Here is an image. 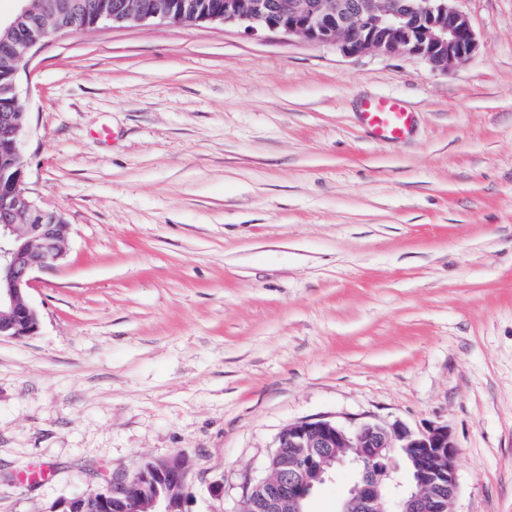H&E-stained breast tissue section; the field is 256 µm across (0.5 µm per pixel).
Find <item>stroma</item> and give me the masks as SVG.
<instances>
[{
    "label": "stroma",
    "instance_id": "1",
    "mask_svg": "<svg viewBox=\"0 0 512 512\" xmlns=\"http://www.w3.org/2000/svg\"><path fill=\"white\" fill-rule=\"evenodd\" d=\"M455 6L446 71L158 19L34 48L26 183L71 234L0 339V512L174 454L186 512H241L319 418L448 425L452 512H512V0ZM387 96L405 140L360 119ZM361 118L373 138L383 142L404 139L414 122L413 112L394 97L366 101Z\"/></svg>",
    "mask_w": 512,
    "mask_h": 512
}]
</instances>
